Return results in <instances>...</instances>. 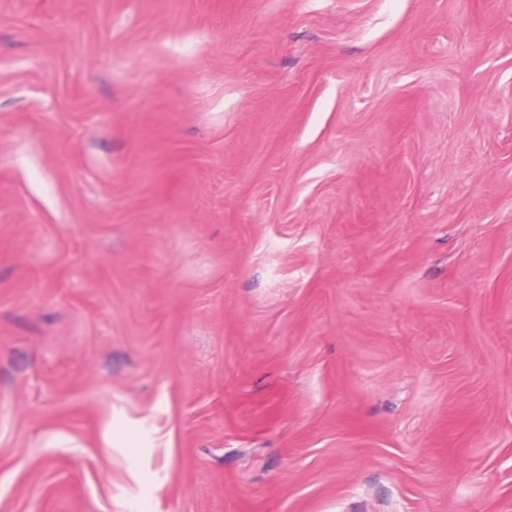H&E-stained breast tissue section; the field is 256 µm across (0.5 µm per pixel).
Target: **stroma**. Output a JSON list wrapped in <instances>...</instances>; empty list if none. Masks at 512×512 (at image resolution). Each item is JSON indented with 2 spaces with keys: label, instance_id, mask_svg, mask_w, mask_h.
Instances as JSON below:
<instances>
[{
  "label": "stroma",
  "instance_id": "obj_1",
  "mask_svg": "<svg viewBox=\"0 0 512 512\" xmlns=\"http://www.w3.org/2000/svg\"><path fill=\"white\" fill-rule=\"evenodd\" d=\"M0 512H512V0H0Z\"/></svg>",
  "mask_w": 512,
  "mask_h": 512
}]
</instances>
